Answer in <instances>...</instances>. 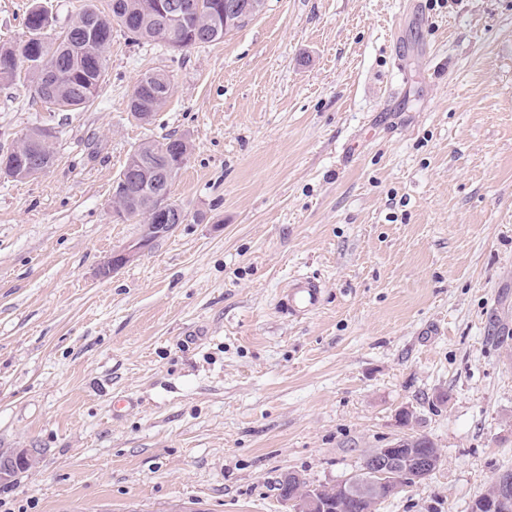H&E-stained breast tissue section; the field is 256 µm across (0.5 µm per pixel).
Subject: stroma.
<instances>
[{"mask_svg": "<svg viewBox=\"0 0 512 512\" xmlns=\"http://www.w3.org/2000/svg\"><path fill=\"white\" fill-rule=\"evenodd\" d=\"M38 125L55 164L0 175V448L41 454L0 512H289L285 474L419 434L439 467L377 512H469L512 472V0H265L181 54L116 30L88 109L0 81V151ZM168 135L189 220L105 272L145 230L112 182ZM299 274L327 300L293 321ZM171 77L165 69H157L141 75L128 102V110L134 119L139 121L145 114L136 112H153V117L160 112L171 96V92L168 93L166 89L167 85L172 87ZM153 117L146 118L143 123L151 122ZM135 151L147 150V156L157 162L158 164L168 165L176 169V174L187 163L188 159L185 156V145L181 137H174L168 135L159 140L146 141L139 144L134 148ZM326 288L318 279L297 275L286 285L278 302L281 314L288 318H306L315 314L325 302Z\"/></svg>", "mask_w": 512, "mask_h": 512, "instance_id": "stroma-1", "label": "stroma"}]
</instances>
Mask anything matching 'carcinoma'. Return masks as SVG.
<instances>
[{
  "mask_svg": "<svg viewBox=\"0 0 512 512\" xmlns=\"http://www.w3.org/2000/svg\"><path fill=\"white\" fill-rule=\"evenodd\" d=\"M199 13L187 24L163 27L154 19L155 10L144 7V0H98L87 4L71 21L67 30L53 41L47 40L44 30L52 25V12L43 3H36L25 21L26 39L17 46H0V79L15 80L24 75L33 83L32 99L48 109L60 112L84 110L95 102L104 80L107 54L112 45V29L119 27L134 41H159L179 51L197 45L224 40L245 23L226 24L224 16L212 17L208 6H219L217 0H195ZM54 87L53 97L46 98L43 87ZM172 78L165 69L141 75L129 98L128 110L136 120L143 112H159L170 98L166 86ZM56 132L36 129L27 134L21 145L12 152L0 155L4 173L14 179L34 177L56 158L48 139ZM147 150V156L162 165L181 170L187 163L185 145L181 138L167 135L162 140L139 144L135 150ZM336 486L323 492L332 500L334 512H366L368 503L335 492Z\"/></svg>",
  "mask_w": 512,
  "mask_h": 512,
  "instance_id": "obj_1",
  "label": "carcinoma"
}]
</instances>
